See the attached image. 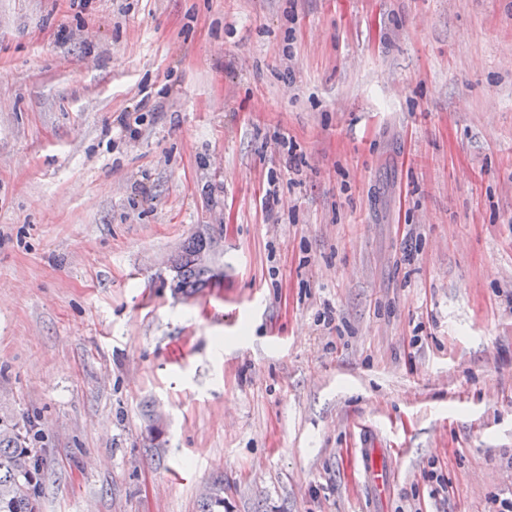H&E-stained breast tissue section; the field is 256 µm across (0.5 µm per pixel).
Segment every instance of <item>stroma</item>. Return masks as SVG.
Masks as SVG:
<instances>
[{
  "instance_id": "obj_1",
  "label": "stroma",
  "mask_w": 512,
  "mask_h": 512,
  "mask_svg": "<svg viewBox=\"0 0 512 512\" xmlns=\"http://www.w3.org/2000/svg\"><path fill=\"white\" fill-rule=\"evenodd\" d=\"M1 414L40 512H498L512 0H0ZM210 248V240L200 234H194L179 251L175 268L177 269L174 291L183 295H192L201 288H207L210 282L219 277L220 272L199 262V256Z\"/></svg>"
}]
</instances>
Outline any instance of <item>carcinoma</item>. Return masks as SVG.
<instances>
[{
	"label": "carcinoma",
	"mask_w": 512,
	"mask_h": 512,
	"mask_svg": "<svg viewBox=\"0 0 512 512\" xmlns=\"http://www.w3.org/2000/svg\"><path fill=\"white\" fill-rule=\"evenodd\" d=\"M210 240L194 234L179 251L174 291L192 295L219 277L220 272L199 262ZM28 422L0 415V512H37L42 473L39 459L26 446Z\"/></svg>",
	"instance_id": "cac0c4a2"
}]
</instances>
